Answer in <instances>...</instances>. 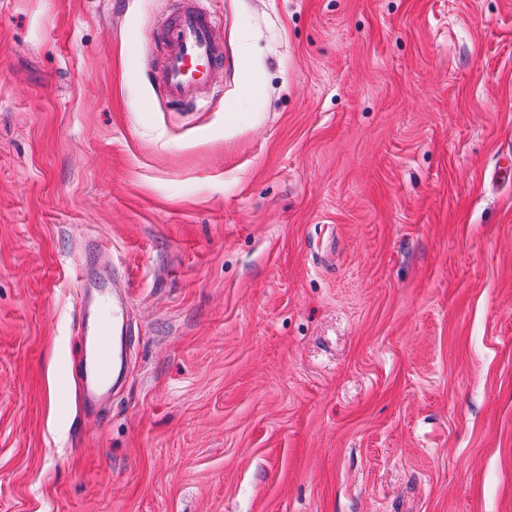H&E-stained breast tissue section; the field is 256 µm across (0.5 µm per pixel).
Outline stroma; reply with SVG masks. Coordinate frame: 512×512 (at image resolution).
<instances>
[{
  "label": "stroma",
  "mask_w": 512,
  "mask_h": 512,
  "mask_svg": "<svg viewBox=\"0 0 512 512\" xmlns=\"http://www.w3.org/2000/svg\"><path fill=\"white\" fill-rule=\"evenodd\" d=\"M199 3L182 112L174 0H0V512H512V0ZM91 259L134 333L88 415ZM196 0H181L152 33L151 46L160 57L159 90L169 103H196L224 72L220 23Z\"/></svg>",
  "instance_id": "1"
}]
</instances>
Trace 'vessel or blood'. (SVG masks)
Returning a JSON list of instances; mask_svg holds the SVG:
<instances>
[{"mask_svg": "<svg viewBox=\"0 0 512 512\" xmlns=\"http://www.w3.org/2000/svg\"><path fill=\"white\" fill-rule=\"evenodd\" d=\"M219 27L218 18L196 6L195 0H181L178 10L153 32L151 43L160 57L159 90L167 102H199L223 74L224 43ZM111 280V269L101 268L95 276L85 277L82 284L81 314H88L98 303L105 314L95 331H87L82 325L77 328L82 355L75 384L81 400H94L124 379V370L117 365L115 337L129 332L128 293L113 289L104 301L93 293L98 282Z\"/></svg>", "mask_w": 512, "mask_h": 512, "instance_id": "b4317fda", "label": "vessel or blood"}]
</instances>
